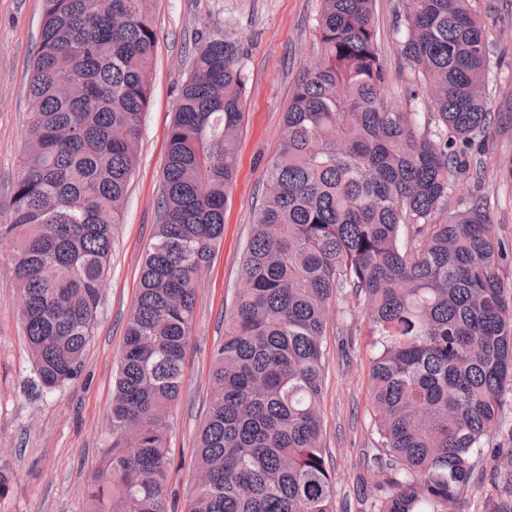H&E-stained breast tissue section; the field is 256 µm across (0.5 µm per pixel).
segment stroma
I'll return each mask as SVG.
<instances>
[{
  "instance_id": "stroma-1",
  "label": "stroma",
  "mask_w": 512,
  "mask_h": 512,
  "mask_svg": "<svg viewBox=\"0 0 512 512\" xmlns=\"http://www.w3.org/2000/svg\"><path fill=\"white\" fill-rule=\"evenodd\" d=\"M407 0H375L378 47L385 59V97L404 112L428 103L401 56L397 15ZM42 0H0V224L10 221L12 187L22 170L30 117L28 86L40 38ZM320 0H151L157 35L150 68V105L144 114L138 160L121 224L113 236L100 314L82 375L64 389L32 392L28 351L17 310V288L0 263V460L12 470L0 512H83L88 485L110 444L108 413L113 378L136 302L143 255L158 221L157 199L167 130L180 89L202 36L220 30L239 42L249 77L245 123L238 138L239 168L224 208V240L197 286L194 324L181 397L170 418L168 488L182 512L192 486L196 432L211 392V355L224 337V310L241 281L242 246L260 202L266 165L284 137L283 116L294 84L318 52ZM477 13L492 11L487 76L488 103L512 98V0H475ZM480 170H469L448 197L449 213L465 210L470 196L488 203L493 230L512 255V131H490ZM374 331L355 298L330 309L325 343L326 380L321 400L322 445L335 485L336 512H371L378 494V453L370 371ZM512 447V403L483 441L480 462L461 495L459 512H484L508 489L489 474V458Z\"/></svg>"
}]
</instances>
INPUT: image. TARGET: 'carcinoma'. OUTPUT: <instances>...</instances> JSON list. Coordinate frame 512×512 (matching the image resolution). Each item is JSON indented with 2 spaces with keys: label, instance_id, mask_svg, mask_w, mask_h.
Here are the masks:
<instances>
[{
  "label": "carcinoma",
  "instance_id": "carcinoma-1",
  "mask_svg": "<svg viewBox=\"0 0 512 512\" xmlns=\"http://www.w3.org/2000/svg\"><path fill=\"white\" fill-rule=\"evenodd\" d=\"M472 0H408L401 54L428 119L389 105L374 0H321L318 58L298 78L242 255V287L213 349L209 409L185 512H334L321 442L326 324L349 288L376 333L372 400L382 479L373 512H457L483 439L512 398L506 247L474 198L448 194L512 127L488 108L493 61ZM29 83L36 103L13 185L8 272L31 371L79 378L99 317L114 228L134 172L156 45L150 0H44ZM213 31L167 132L157 231L126 324L112 442L84 512H171L170 413L183 386L196 288L224 236L247 76ZM490 475L512 487V450Z\"/></svg>",
  "mask_w": 512,
  "mask_h": 512
}]
</instances>
